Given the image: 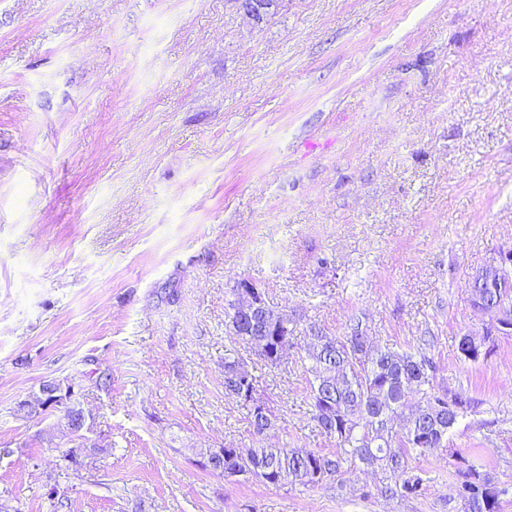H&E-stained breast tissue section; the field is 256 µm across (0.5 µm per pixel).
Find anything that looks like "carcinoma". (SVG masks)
Returning <instances> with one entry per match:
<instances>
[{
  "mask_svg": "<svg viewBox=\"0 0 512 512\" xmlns=\"http://www.w3.org/2000/svg\"><path fill=\"white\" fill-rule=\"evenodd\" d=\"M472 299L487 309L512 305V270L498 275L487 268L473 276ZM238 294L230 289L225 300V327L230 335L255 346L236 311ZM305 356L311 420L320 433L336 439V451H303L295 448H231L224 457V471L242 473L265 484L315 486L338 477L343 468L370 469L379 475L377 491L391 498L421 495L428 478L412 462L428 456L438 442H448V433L463 419L471 400L453 395L458 409L441 407L447 395L435 388L437 366L428 356L430 340L417 348L399 350L381 347L366 335V325L357 318L343 336H331L322 328L310 329ZM490 337L467 334L460 338V355L476 361ZM240 359H224L225 394L247 409L252 434L262 436L275 426L276 415H259L255 405V379L245 388L233 385ZM453 477L460 512H499L500 486L473 456L454 452Z\"/></svg>",
  "mask_w": 512,
  "mask_h": 512,
  "instance_id": "carcinoma-1",
  "label": "carcinoma"
}]
</instances>
